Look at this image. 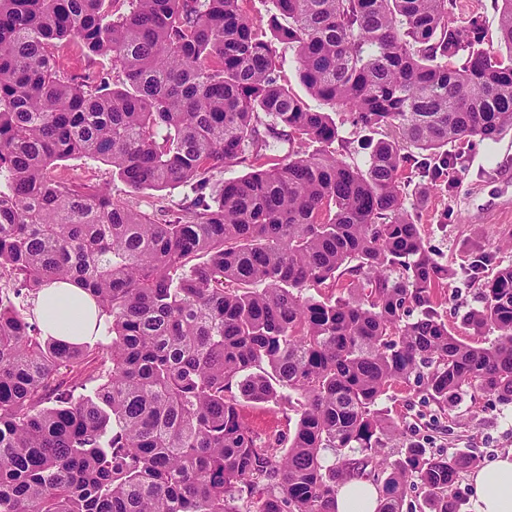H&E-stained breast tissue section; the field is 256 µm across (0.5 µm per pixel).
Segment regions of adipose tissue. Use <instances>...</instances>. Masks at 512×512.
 <instances>
[{
  "instance_id": "adipose-tissue-1",
  "label": "adipose tissue",
  "mask_w": 512,
  "mask_h": 512,
  "mask_svg": "<svg viewBox=\"0 0 512 512\" xmlns=\"http://www.w3.org/2000/svg\"><path fill=\"white\" fill-rule=\"evenodd\" d=\"M96 304L78 284L50 281L41 289L35 313L46 335L80 344L94 332ZM472 512H512V449L469 473ZM381 493L371 481L353 478L340 486L336 512H378Z\"/></svg>"
}]
</instances>
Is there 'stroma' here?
Segmentation results:
<instances>
[{
	"label": "stroma",
	"mask_w": 512,
	"mask_h": 512,
	"mask_svg": "<svg viewBox=\"0 0 512 512\" xmlns=\"http://www.w3.org/2000/svg\"><path fill=\"white\" fill-rule=\"evenodd\" d=\"M462 154L461 163L448 174V188L433 189L425 204L424 240L442 262L458 269L466 265L473 246H481L492 258L484 272L490 278L497 269L512 265V131L496 141L472 139ZM57 173L72 182L108 187L113 196L132 201L160 221L183 212L192 197L190 188L182 185L132 190L113 176L111 166L92 159L61 161ZM443 210L448 223L441 232L433 217ZM383 406L398 423L395 436L385 443L391 454L418 441L433 453L464 451L481 462L512 448V405L467 398L449 419L422 395L396 385ZM242 417L256 432L284 437L293 433L297 421L282 408L249 402L242 407Z\"/></svg>",
	"instance_id": "obj_1"
}]
</instances>
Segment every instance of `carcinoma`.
I'll list each match as a JSON object with an SVG mask.
<instances>
[{
    "mask_svg": "<svg viewBox=\"0 0 512 512\" xmlns=\"http://www.w3.org/2000/svg\"><path fill=\"white\" fill-rule=\"evenodd\" d=\"M239 2L0 0V512H335L351 477L380 486L378 512L417 485L459 512L474 457L388 458L380 405L410 383L443 411L512 404V265L456 335L437 299L459 272L407 204L411 176L448 187V145L512 130V0L497 51L456 0H270L265 19ZM71 42L112 79L61 68ZM277 42L313 97L380 134L364 165L280 83ZM71 157L194 197L160 222L54 175ZM490 263L476 248L465 274ZM346 274L345 296L304 295ZM47 279L90 292L105 340L44 334ZM274 400L297 416L286 448L240 414Z\"/></svg>",
    "mask_w": 512,
    "mask_h": 512,
    "instance_id": "1",
    "label": "carcinoma"
}]
</instances>
